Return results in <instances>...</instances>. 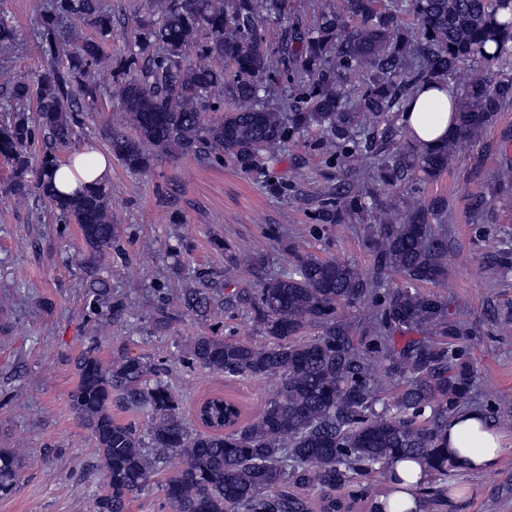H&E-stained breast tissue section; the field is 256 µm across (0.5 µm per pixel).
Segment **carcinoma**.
I'll use <instances>...</instances> for the list:
<instances>
[{"label":"carcinoma","instance_id":"carcinoma-1","mask_svg":"<svg viewBox=\"0 0 512 512\" xmlns=\"http://www.w3.org/2000/svg\"><path fill=\"white\" fill-rule=\"evenodd\" d=\"M287 4L148 0L149 18L125 32L124 52L114 58L104 47L115 24L101 0H54L41 21V70L0 74L8 92L0 158L12 168L4 191L17 202L36 192L61 223L78 225L90 269L87 300L103 324L124 315L98 268L118 236L109 192L81 187L65 195L51 184L60 163L56 152H80L77 129L103 102L118 103L125 128L108 125L100 135L135 172L152 161L146 144L173 156L227 157L244 172L258 171L304 128L317 129L331 155L374 153L373 165L354 178L360 183L356 206L373 222L376 270L299 255L294 269L257 290L253 308L265 343L206 334L190 339V358L202 368L226 377L279 378L257 417L241 426L234 402L214 396L196 408L202 429L191 431L157 365L124 351L104 360L95 345L77 357L71 405L91 432L102 473L94 512H128L173 453L181 467L163 484L173 512H349L356 501L367 512H391L388 496L369 491L389 480L400 461L428 466L430 481L416 494L420 512L447 498L448 410L467 399L472 376L442 340L445 302L418 289L448 270V245L429 223L443 205L385 200L376 190L439 177L460 144L479 139L495 114L512 105V0H340L314 25L288 16ZM410 14L420 23L417 35L404 27ZM65 18L93 35L75 26L62 31ZM271 20L282 24L274 49L264 37ZM17 36L0 13V50ZM100 69L110 71L111 85L97 80ZM356 72L363 87L352 99L343 80ZM278 78L291 94L281 109L270 110L262 100ZM453 82L460 83L457 120L442 145L408 142L373 151L368 117L397 130L417 88ZM209 112L223 116L210 120ZM42 137L52 149L36 157L32 148ZM390 272L403 285L383 295L378 285ZM367 300L370 344L361 348L337 309ZM183 301L196 320L216 314L200 289L186 290ZM307 326L319 327L321 335L298 339ZM397 333L405 337L401 345ZM378 365L398 380L387 396ZM114 405L147 412L149 426L116 420ZM23 453L0 448L1 493L16 483ZM352 484L348 500L333 497ZM303 489L316 491L318 500Z\"/></svg>","mask_w":512,"mask_h":512}]
</instances>
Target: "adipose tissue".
<instances>
[{"label": "adipose tissue", "mask_w": 512, "mask_h": 512, "mask_svg": "<svg viewBox=\"0 0 512 512\" xmlns=\"http://www.w3.org/2000/svg\"><path fill=\"white\" fill-rule=\"evenodd\" d=\"M457 99L454 88H420L409 100L404 118L407 127L421 147H434L450 128V115H443L439 122L427 119L434 103L451 105ZM88 165L68 167L61 165L53 175L58 191L69 194L77 184L89 186L106 184L111 177V165L98 152L87 155ZM504 448L502 437L484 416L474 411L460 413L448 421V461L454 470L463 474L485 473L498 467Z\"/></svg>", "instance_id": "ef3b65f1"}]
</instances>
